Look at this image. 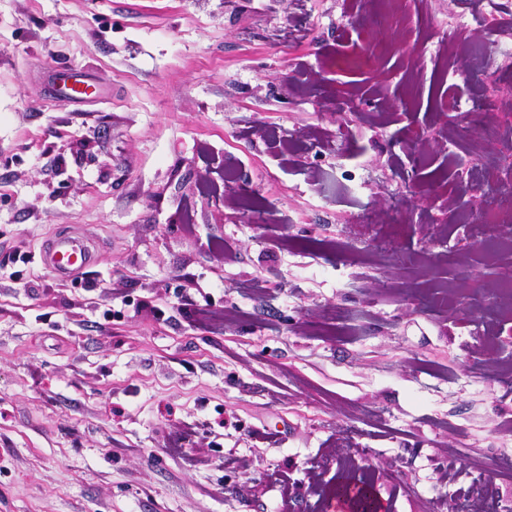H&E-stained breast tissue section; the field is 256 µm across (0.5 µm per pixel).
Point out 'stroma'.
Wrapping results in <instances>:
<instances>
[{"mask_svg":"<svg viewBox=\"0 0 512 512\" xmlns=\"http://www.w3.org/2000/svg\"><path fill=\"white\" fill-rule=\"evenodd\" d=\"M352 2L0 0V512H273L278 472L294 480L291 512H328L335 459L317 490L306 473L340 404L369 451L359 476L392 473L390 512H425L471 480L465 460L437 478L451 427L512 499L496 465L512 458L498 432L512 389L469 361L471 329L411 301L492 267L478 252L445 271L442 246L408 225L409 200L440 192L452 164L425 155L400 172L409 134L444 121L447 89L471 91L436 53L463 41L471 6L436 0L427 15L402 0L394 15L371 0L365 41ZM398 19L407 41L373 39ZM341 48L365 49L354 82L382 69L416 121L372 126L361 102L328 145L275 154L262 129L328 127L337 88L305 78ZM59 71L94 94L56 104ZM212 163L266 223L200 191ZM379 189L398 205L382 255L343 234ZM63 234L87 239L79 277L24 262ZM416 256L421 279L370 293L381 265ZM206 302L237 321L200 322ZM243 455L246 474L232 466Z\"/></svg>","mask_w":512,"mask_h":512,"instance_id":"1","label":"stroma"}]
</instances>
